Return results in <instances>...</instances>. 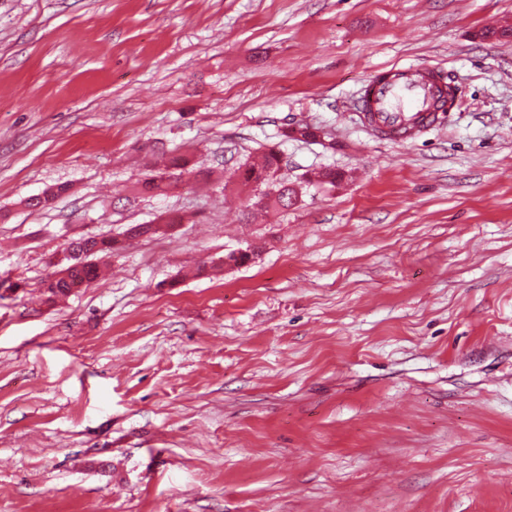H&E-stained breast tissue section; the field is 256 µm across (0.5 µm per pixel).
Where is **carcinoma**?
I'll list each match as a JSON object with an SVG mask.
<instances>
[{"instance_id":"obj_1","label":"carcinoma","mask_w":512,"mask_h":512,"mask_svg":"<svg viewBox=\"0 0 512 512\" xmlns=\"http://www.w3.org/2000/svg\"><path fill=\"white\" fill-rule=\"evenodd\" d=\"M187 165L188 161L184 158L171 159L166 168L173 170V173L151 174L139 184L137 191H165L176 186L182 174L188 172ZM281 168V155L274 149L267 150L260 159L247 161L239 168L241 182L252 187L253 197L250 198L252 208L267 213L272 209H286L292 206L290 195L294 193V188L279 176ZM344 178L345 174L325 168L314 173L312 177L302 178L297 185L303 187L315 181L334 187ZM66 191L65 186L49 188L43 191L41 196L31 199L29 205L48 207ZM113 249L114 242L106 239L80 238L71 242L69 264L52 274L53 281L47 284V299L51 301L59 295L70 293L76 287L97 281L99 268L93 261V257L100 253L108 254Z\"/></svg>"}]
</instances>
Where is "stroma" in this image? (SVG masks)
<instances>
[{"label":"stroma","mask_w":512,"mask_h":512,"mask_svg":"<svg viewBox=\"0 0 512 512\" xmlns=\"http://www.w3.org/2000/svg\"><path fill=\"white\" fill-rule=\"evenodd\" d=\"M505 27L512 0H0V512H512ZM401 65L462 104L396 143L357 101ZM270 147L347 178L248 218ZM179 154L207 178L132 193ZM89 237L122 242L104 280L47 300Z\"/></svg>","instance_id":"obj_1"}]
</instances>
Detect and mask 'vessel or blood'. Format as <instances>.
<instances>
[{"label":"vessel or blood","mask_w":512,"mask_h":512,"mask_svg":"<svg viewBox=\"0 0 512 512\" xmlns=\"http://www.w3.org/2000/svg\"><path fill=\"white\" fill-rule=\"evenodd\" d=\"M369 110L377 134L403 142L417 131L441 127L447 118L442 107L447 86L442 75L415 66L395 68L385 81H370Z\"/></svg>","instance_id":"1"}]
</instances>
